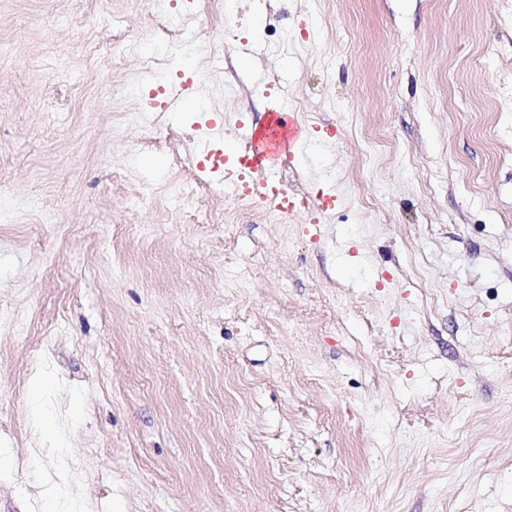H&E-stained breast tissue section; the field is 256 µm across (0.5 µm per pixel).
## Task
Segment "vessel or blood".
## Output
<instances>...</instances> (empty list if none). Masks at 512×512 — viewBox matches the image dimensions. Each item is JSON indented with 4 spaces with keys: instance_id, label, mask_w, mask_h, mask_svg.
<instances>
[{
    "instance_id": "1",
    "label": "vessel or blood",
    "mask_w": 512,
    "mask_h": 512,
    "mask_svg": "<svg viewBox=\"0 0 512 512\" xmlns=\"http://www.w3.org/2000/svg\"><path fill=\"white\" fill-rule=\"evenodd\" d=\"M302 133L286 103L272 110L267 130L253 135L240 166L258 176L256 193L279 211L288 209V193L281 186L280 169L300 149Z\"/></svg>"
}]
</instances>
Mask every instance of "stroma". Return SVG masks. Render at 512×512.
<instances>
[{
	"instance_id": "35a3bbf8",
	"label": "stroma",
	"mask_w": 512,
	"mask_h": 512,
	"mask_svg": "<svg viewBox=\"0 0 512 512\" xmlns=\"http://www.w3.org/2000/svg\"><path fill=\"white\" fill-rule=\"evenodd\" d=\"M146 2L0 0V512H512V0ZM149 11L159 19L154 32L161 42L179 41L183 33V19L178 13L169 9L167 0H154L147 3ZM302 133L285 100L271 111L267 130L252 134L249 149L240 156V166L258 174L256 193L261 202L288 213V192L280 182V169L300 149ZM238 165L237 168L242 170Z\"/></svg>"
}]
</instances>
